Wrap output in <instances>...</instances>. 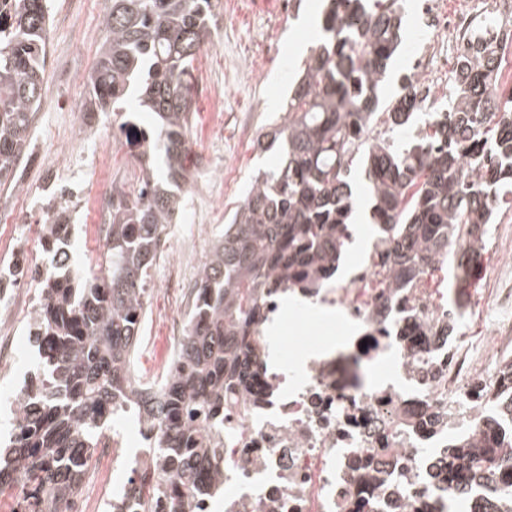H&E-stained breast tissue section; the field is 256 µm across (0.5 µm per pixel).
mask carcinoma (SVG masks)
Instances as JSON below:
<instances>
[{
	"label": "carcinoma",
	"instance_id": "obj_1",
	"mask_svg": "<svg viewBox=\"0 0 512 512\" xmlns=\"http://www.w3.org/2000/svg\"><path fill=\"white\" fill-rule=\"evenodd\" d=\"M221 0H112L103 16L106 38L87 78L83 118L125 112L129 97L158 118L145 127L120 124L162 158L164 181L144 165L136 183L112 188L111 224L97 265L104 274L79 276L68 263L69 243L54 239L52 274L39 280L40 303L28 336L41 349L36 372L14 418L0 467V492H25L17 512H67L82 476L107 447L106 420L135 411L157 430L144 472L129 480L112 512H197V426L217 418L224 394L246 386L268 351L247 337L265 319L264 290L279 284L323 287L321 273L339 264L350 240L356 205L351 171L366 164L373 219L385 248L383 280L399 283L444 265L454 299L448 335L478 276L473 256L487 249L490 227L512 195V99L501 101L493 47L506 22L488 17L474 26L458 57L448 110L406 150L394 136L412 125L413 76L386 106L379 87L401 42L399 0H328L319 44L292 84L281 122L260 131L255 146L280 144L278 164L252 177L229 224L200 269L204 300L193 303L173 371L156 392L137 400L134 352L145 315L149 271L159 242L181 208L188 181L183 166L190 127L194 62L218 16ZM49 14L46 0H7L0 8V185L16 179L29 149L33 113L41 99ZM65 207L42 225L66 226ZM500 388L480 395L485 427L448 431L443 479L467 512H512V492L496 491L474 505L467 487L491 488L512 471V359L499 367Z\"/></svg>",
	"mask_w": 512,
	"mask_h": 512
}]
</instances>
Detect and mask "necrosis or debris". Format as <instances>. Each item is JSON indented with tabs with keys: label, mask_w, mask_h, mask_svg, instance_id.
Returning a JSON list of instances; mask_svg holds the SVG:
<instances>
[{
	"label": "necrosis or debris",
	"mask_w": 512,
	"mask_h": 512,
	"mask_svg": "<svg viewBox=\"0 0 512 512\" xmlns=\"http://www.w3.org/2000/svg\"><path fill=\"white\" fill-rule=\"evenodd\" d=\"M429 26L412 51L421 112L437 111L448 92L462 40L484 15L512 19V0H425ZM428 275H402L391 287L373 262L314 300L349 331L348 356L376 371L351 381L335 350L310 352L302 366L289 357L259 369L250 391L224 405V423L203 424L219 456L197 478L203 512L224 480V512H447L449 489L437 473L448 445L449 407L470 425L478 391L494 384L501 355L512 350V325L496 329L477 354L449 347L443 335L421 336L420 323L444 316Z\"/></svg>",
	"instance_id": "4bbe7bcc"
}]
</instances>
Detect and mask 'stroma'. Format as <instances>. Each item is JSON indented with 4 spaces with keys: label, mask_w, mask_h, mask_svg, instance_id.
Masks as SVG:
<instances>
[{
    "label": "stroma",
    "mask_w": 512,
    "mask_h": 512,
    "mask_svg": "<svg viewBox=\"0 0 512 512\" xmlns=\"http://www.w3.org/2000/svg\"><path fill=\"white\" fill-rule=\"evenodd\" d=\"M284 0H223L216 27L195 67L209 86L224 99V120L214 124L210 100L193 90L191 126L186 139L185 166L189 182L180 218L169 227L175 250L184 238L205 231L207 242L224 233V220L241 199L253 173L278 161L276 151L258 152L254 141L259 129L278 121L288 85L306 59L297 45L313 43L308 9L318 0H298L285 8ZM110 0H49L50 25L47 49L55 63L46 67L38 117L30 129L28 156L19 164L16 187H0V268L8 267L11 249L28 246L35 266L50 267L51 255L39 243L42 205L54 199L59 188L74 193L133 183L141 172L140 150L129 145L119 131L121 119L114 114L84 121L72 109L73 102L88 97L86 78L103 42L102 18ZM258 65L257 78L238 70L241 61ZM108 144L125 154L109 177H101L92 163L100 145ZM173 254L162 256L148 282L147 312L142 321L135 367L142 374L158 371L168 350L166 321L188 312L171 282L173 277L194 278L195 263L175 267ZM512 289V269L497 279L479 276L469 290L468 308L474 314L463 333L484 335L493 325L512 320L511 310H489L490 292ZM30 317L19 314L14 326L19 346L16 357L0 366V394L20 388L39 357L28 336ZM281 345L294 361H301V348L319 341H333L338 330L331 321L309 312L285 307L277 320Z\"/></svg>",
    "instance_id": "stroma-1"
}]
</instances>
